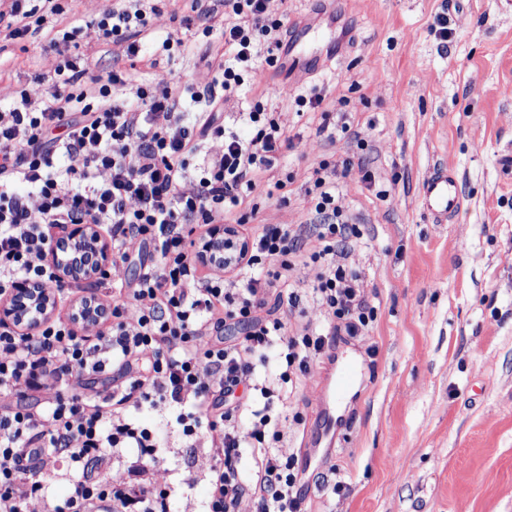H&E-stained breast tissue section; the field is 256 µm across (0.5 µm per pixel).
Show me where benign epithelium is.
Returning <instances> with one entry per match:
<instances>
[{
  "mask_svg": "<svg viewBox=\"0 0 512 512\" xmlns=\"http://www.w3.org/2000/svg\"><path fill=\"white\" fill-rule=\"evenodd\" d=\"M241 249L235 237L217 224L212 236L195 244L196 256L217 265H224V251ZM110 248L94 224H62L53 237L48 257L59 282L91 279L110 265ZM52 293L40 282H26L18 286L9 299L0 303V322L32 331L41 320L52 314Z\"/></svg>",
  "mask_w": 512,
  "mask_h": 512,
  "instance_id": "7a95c632",
  "label": "benign epithelium"
}]
</instances>
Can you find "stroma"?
<instances>
[{
  "instance_id": "35a3bbf8",
  "label": "stroma",
  "mask_w": 512,
  "mask_h": 512,
  "mask_svg": "<svg viewBox=\"0 0 512 512\" xmlns=\"http://www.w3.org/2000/svg\"><path fill=\"white\" fill-rule=\"evenodd\" d=\"M59 27L77 28L76 54L93 72L109 70L125 48L104 42L96 21L117 0H65ZM270 0L273 15L316 22L336 39V56L311 75L288 80L267 106L296 134L283 165L287 193L261 187L251 198L255 224H304L312 202L303 191L319 161L363 159L375 187L358 174L341 186L360 236L355 267L375 309L366 335L340 336L313 363L291 408L276 414L288 433L306 512H512V10L499 0ZM182 0L161 6L142 41L151 53L168 35L187 51L159 58L174 81L201 91L211 75L200 59L211 38L185 28ZM42 36L0 41V108L10 109L35 74L52 75L56 58ZM258 69L223 99L224 119L239 133L266 86ZM318 90L332 112L352 116L351 138L315 139L319 113L298 109L294 93ZM454 166L462 204L444 224L420 208L422 185L437 164ZM356 362L349 397L330 399L341 359ZM336 418L332 447L316 442L324 414ZM161 453L165 479L176 462L192 480L181 505L203 501L215 461L190 447L174 415L143 409Z\"/></svg>"
}]
</instances>
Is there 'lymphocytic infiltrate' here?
I'll use <instances>...</instances> for the list:
<instances>
[{"mask_svg": "<svg viewBox=\"0 0 512 512\" xmlns=\"http://www.w3.org/2000/svg\"><path fill=\"white\" fill-rule=\"evenodd\" d=\"M268 0H191L190 16L224 17V50L206 55L211 84L200 93L157 73L148 85L113 63L102 74L72 55L73 34L48 25L59 0H0V27L11 35L44 31L58 57L52 79L37 75L15 105L0 112V300L23 281H39L55 301L75 292L56 279L46 257L57 224H94L112 245L109 273L89 299L103 311L77 333L72 316L42 321L35 332L0 323V512H91L108 499L112 512H174L175 489L160 485L150 461L160 444L139 424L148 407L174 413L184 436L203 437L217 462L207 479L205 512H302L294 459L271 416L291 404L311 363L335 336L365 335L373 318L346 242L350 224L339 181L352 159L320 161L305 183L308 224H262L228 271L202 274L194 238L212 225L244 226L239 208L261 181L277 190L287 128L255 100L248 136L224 124V94L237 91L258 65L275 69L287 33ZM157 7L119 0L96 24L103 40L124 44L127 58L155 70L140 37ZM195 113H188V105ZM219 149H211L214 140ZM69 165L58 171L57 155ZM200 175L182 191L190 159ZM33 190L25 195L14 183ZM152 256L136 281L118 274L131 258ZM314 267L309 288L294 276ZM232 325L240 338L224 339ZM276 353L280 371L262 365ZM119 369L109 392L71 389L82 376ZM118 448L137 461L130 481L114 482L106 465ZM250 467H242V458ZM67 464L76 478L60 504L48 502L45 475Z\"/></svg>", "mask_w": 512, "mask_h": 512, "instance_id": "obj_1", "label": "lymphocytic infiltrate"}]
</instances>
